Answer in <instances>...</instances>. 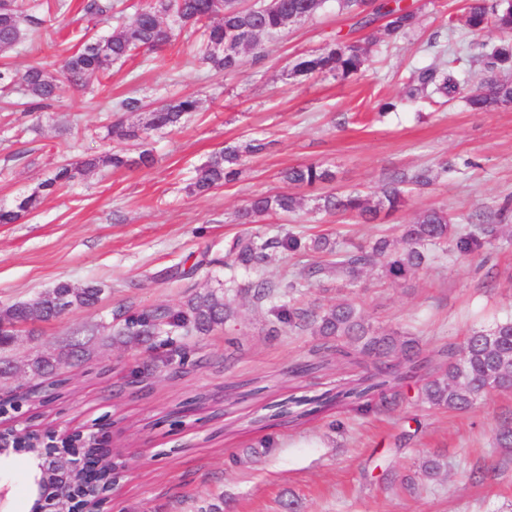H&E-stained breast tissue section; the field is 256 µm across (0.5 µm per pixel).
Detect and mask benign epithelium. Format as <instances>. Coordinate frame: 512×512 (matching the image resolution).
<instances>
[{"label": "benign epithelium", "instance_id": "benign-epithelium-1", "mask_svg": "<svg viewBox=\"0 0 512 512\" xmlns=\"http://www.w3.org/2000/svg\"><path fill=\"white\" fill-rule=\"evenodd\" d=\"M28 439L44 448L43 453L30 459V465L36 469L35 484L40 499L34 512H56L53 486L47 478L63 481L77 472L93 475L103 466L114 464L100 436L83 429L43 434L29 428L21 433L16 427H0V458L9 456L20 447L21 441Z\"/></svg>", "mask_w": 512, "mask_h": 512}]
</instances>
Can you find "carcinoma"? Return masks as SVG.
<instances>
[{
  "instance_id": "obj_1",
  "label": "carcinoma",
  "mask_w": 512,
  "mask_h": 512,
  "mask_svg": "<svg viewBox=\"0 0 512 512\" xmlns=\"http://www.w3.org/2000/svg\"><path fill=\"white\" fill-rule=\"evenodd\" d=\"M328 0H279L276 6L245 8L239 0H146L131 21L100 39H88L82 47L66 57L60 70L65 80L75 90L84 88L89 77L108 71L112 64L126 60L136 50L155 51L175 39V30L164 22L172 17L181 28L203 25L204 42L199 59L215 69L231 73L241 62V50L260 47V40L281 32L295 21H305L318 13ZM25 0H0V48H11L33 37L44 20L27 13ZM387 18L385 31L392 37L403 36L418 23L417 12L401 4L399 0L380 3L375 12L361 18L367 27L374 18ZM503 30L512 29V0H496L493 11H488L485 0H469L466 25L474 32H482L489 23ZM487 60L489 75L480 89L467 98L468 107L474 112H484L495 106L512 105V79H502L499 73L512 68V43L495 45L488 52H480ZM366 62L365 50L342 39L336 40L328 52L311 55L294 66L297 75H308L324 69L335 70L342 76L355 75ZM50 64L35 61L20 76L8 69H0V89L6 90L18 84L24 94L44 106L54 100L60 89L57 76L49 70ZM460 82L455 72L444 63L439 67L421 70L406 85L404 97L409 101L428 100L434 97L453 98ZM199 100L190 96L172 99L150 112L149 119L141 127L127 126L118 121L112 125L111 134L119 140L141 138L150 130L175 127L183 117L198 111ZM268 144L252 140L244 145L226 146L211 156L197 169L194 182L199 192L231 182L238 174L243 156L265 151ZM121 168L132 164L120 152L108 153L79 164L64 166L43 184L45 188L65 186L95 168L98 164ZM285 178L290 183L314 186L333 179V174L316 164L292 167ZM436 175L430 169H422L411 176L395 173L381 188L375 199L361 191L330 193L320 197V207L329 213L352 215L365 220L375 218L381 211L398 210L406 201V186H426ZM40 204L39 192L35 191L17 201L10 209L0 207V224H12L22 215L30 213ZM300 207L299 200L289 194H258L238 211L240 224H257L261 218L277 212H294ZM500 238V225L488 221L459 229L451 223L448 210L431 208L423 211L412 224L403 225L396 239L381 236L367 246L354 250L345 243L333 241L327 236L310 240L290 232L282 239L261 243L253 238L236 240L229 254L232 264L246 270L259 272L267 258V250L279 248L291 255L318 251L327 255L322 263L308 268L309 276H336L355 282L361 273L380 267L381 274L391 283L399 284L418 273L426 264L433 249L450 252L457 258L466 259L479 255L487 246ZM102 289L94 284L73 288L66 282L54 286V291L42 295L32 303H15L0 310V352L11 349L16 327L37 321L56 319L76 308L93 307L100 301ZM231 312V299L215 291L198 295L182 309L150 308L125 315L122 326L106 340L122 343H147L161 340L163 346H174L182 335L193 333L205 336L224 324ZM279 322L294 328L302 323L315 325L320 336L346 340L367 355L380 359L377 376L382 381L369 384L352 393L357 399L368 398L381 390L382 404L396 403L397 393L387 394L386 379L401 378L402 366L414 361L419 354L418 342L398 332L378 333L365 322L352 301H343L317 312L288 303L282 310ZM87 342L77 336L65 345L40 353L17 365L9 360L0 362V379H7L18 370L37 378L54 376L64 365L84 358ZM442 354L448 358L446 370L427 377L418 393V400L434 408L450 411H466L494 389L512 388V317L501 318L489 327L471 329L462 348L447 349ZM119 477L118 467L105 470L93 482L81 474L72 481L85 486L88 500L102 506L108 491Z\"/></svg>"
}]
</instances>
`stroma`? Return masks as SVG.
<instances>
[{
  "instance_id": "35a3bbf8",
  "label": "stroma",
  "mask_w": 512,
  "mask_h": 512,
  "mask_svg": "<svg viewBox=\"0 0 512 512\" xmlns=\"http://www.w3.org/2000/svg\"><path fill=\"white\" fill-rule=\"evenodd\" d=\"M49 11L30 0L44 21L34 39L0 51V65L22 74L35 60L59 63L84 37L110 35L112 15ZM416 28L388 37L383 21L359 24L356 13L328 5L278 37L263 40V58L242 54L225 75L195 58L201 32L188 27L155 52L137 51L92 76L85 90L62 88L50 108L27 111L13 89L0 95V207L41 190L60 166L117 149L130 158L150 152L147 167L99 166L68 188L44 192L40 207L0 224V308L35 299L57 283L102 288L99 303L50 322L20 328L12 355L35 357L70 336L111 322L118 311L180 308L213 289L240 288L230 316L183 349L159 344L93 342L82 364L59 370L66 385L45 400L47 383L21 373L0 384V396H20L21 413L0 425L105 432L124 467L104 512H502L512 502V454L495 444V429L512 416V389L494 391L476 409L448 411L420 404L424 370L396 384L397 404L360 413L339 403L298 421L272 418L271 406L354 385L374 372V358L342 355L336 341L312 326L278 325L288 299L280 292L255 300L245 288L254 275L224 264L231 242L295 232L340 236L362 244L398 237L430 208L443 207L467 227L475 212L497 217L504 237L488 257L434 254L426 268L399 286L370 268L349 284L310 278L298 307L314 309L351 299L379 331L399 330L438 364L446 347L460 348L471 328L512 314V107L470 111L465 98L486 78L477 42H512V31L471 32L468 0H408ZM367 44L364 69L343 77L332 70L298 76L299 58L330 49L336 35ZM447 61L460 90L447 103L404 100L412 72ZM137 96L140 112H112L117 99ZM199 98L180 127L119 141L115 120L143 125L147 113L172 98ZM393 110L378 116V105ZM252 139L265 151L247 156L234 181L205 194L193 191L197 167L229 145ZM316 163L333 179L314 187L289 183L285 172ZM438 170L427 187L410 186L398 211L369 224L317 209L319 196L380 190L395 172ZM288 193L302 206L241 224L238 210L257 194ZM441 454L446 470L424 477L419 464ZM484 479H476L475 471ZM29 458L0 460L9 486V512H30Z\"/></svg>"
}]
</instances>
